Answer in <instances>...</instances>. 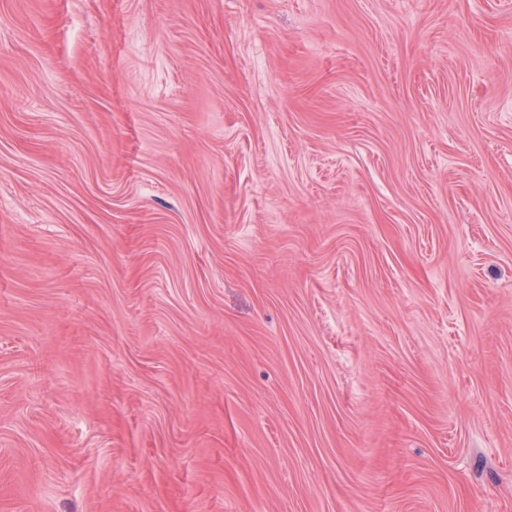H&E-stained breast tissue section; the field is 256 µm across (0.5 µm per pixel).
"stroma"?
<instances>
[{
    "mask_svg": "<svg viewBox=\"0 0 512 512\" xmlns=\"http://www.w3.org/2000/svg\"><path fill=\"white\" fill-rule=\"evenodd\" d=\"M0 512H512V0H0Z\"/></svg>",
    "mask_w": 512,
    "mask_h": 512,
    "instance_id": "stroma-1",
    "label": "stroma"
}]
</instances>
